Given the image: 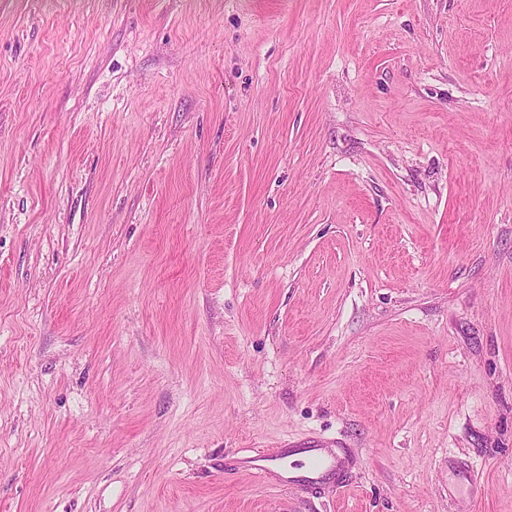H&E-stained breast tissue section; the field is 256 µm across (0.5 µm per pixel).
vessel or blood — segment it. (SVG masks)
Here are the masks:
<instances>
[{
	"instance_id": "b4317fda",
	"label": "vessel or blood",
	"mask_w": 512,
	"mask_h": 512,
	"mask_svg": "<svg viewBox=\"0 0 512 512\" xmlns=\"http://www.w3.org/2000/svg\"><path fill=\"white\" fill-rule=\"evenodd\" d=\"M247 468L262 479H276L279 485L310 487L326 480H335L337 487H344L349 467L343 449L292 445L289 448L259 450L247 457Z\"/></svg>"
}]
</instances>
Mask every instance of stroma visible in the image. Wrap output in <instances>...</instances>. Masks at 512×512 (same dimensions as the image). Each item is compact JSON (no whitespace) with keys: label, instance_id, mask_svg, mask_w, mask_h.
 <instances>
[{"label":"stroma","instance_id":"35a3bbf8","mask_svg":"<svg viewBox=\"0 0 512 512\" xmlns=\"http://www.w3.org/2000/svg\"><path fill=\"white\" fill-rule=\"evenodd\" d=\"M0 512H512V0H0ZM289 448H276L270 450H257L253 455L246 458V467L263 480L276 477L277 483L288 487H310L318 485L332 475H336V486L342 488L346 483L345 475L349 467L347 453L336 448L335 454L322 448L304 447V445L288 444ZM302 456L304 463L296 469H288V476L276 474L278 462L284 459L285 455Z\"/></svg>","mask_w":512,"mask_h":512}]
</instances>
